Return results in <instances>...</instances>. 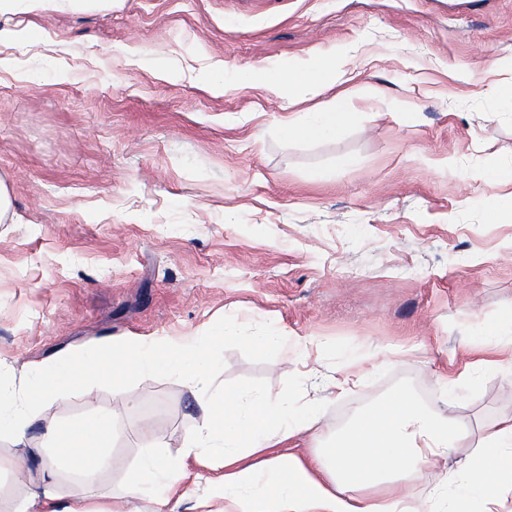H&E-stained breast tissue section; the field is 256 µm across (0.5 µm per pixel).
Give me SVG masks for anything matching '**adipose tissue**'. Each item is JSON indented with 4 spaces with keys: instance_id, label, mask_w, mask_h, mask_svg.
<instances>
[{
    "instance_id": "obj_1",
    "label": "adipose tissue",
    "mask_w": 512,
    "mask_h": 512,
    "mask_svg": "<svg viewBox=\"0 0 512 512\" xmlns=\"http://www.w3.org/2000/svg\"><path fill=\"white\" fill-rule=\"evenodd\" d=\"M343 124L335 105L306 120L289 118L284 131L333 137ZM235 334V324L225 321L204 336L149 341L130 336L94 345L38 364L21 397L0 380V408L7 410L0 415V436L26 447L33 418L59 396L82 390L90 378L110 383L113 393L130 404L129 380L173 373L193 388L205 422L184 438L173 459L161 453L163 437H152L153 454L139 461L121 494L113 497L111 512H140L139 503L146 498L154 504L152 512H174L172 500L189 477L206 484L195 500V512H419L407 495L371 497L365 490L388 480H413L423 468L435 476L431 512H492L499 488L512 484V416L495 421L480 448L453 472L448 455L468 438L466 426L404 392L359 414L326 448L307 456L293 452L289 440L320 428L321 406L298 407L242 388L219 397L209 393L214 353ZM42 438L51 452L40 462L39 478L14 501L11 512H90L82 494L61 502L56 478L62 473L92 478L116 467L110 453L111 415L66 424L50 419L43 424ZM460 472L469 481L456 485L450 510H443L438 490L456 484Z\"/></svg>"
}]
</instances>
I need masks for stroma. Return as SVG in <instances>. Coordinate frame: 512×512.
Here are the masks:
<instances>
[{"instance_id":"stroma-1","label":"stroma","mask_w":512,"mask_h":512,"mask_svg":"<svg viewBox=\"0 0 512 512\" xmlns=\"http://www.w3.org/2000/svg\"><path fill=\"white\" fill-rule=\"evenodd\" d=\"M332 60L334 87L295 96L202 73L289 70ZM512 0H112L0 15V377L24 393L35 364L127 336L206 335L224 317L241 340L217 352L212 394L247 387L320 402L324 446L393 393L453 414L476 449L512 415ZM342 96L336 137H288L289 114ZM502 173L491 181L492 173ZM274 329L284 352L245 335ZM345 372L360 384L332 395ZM109 384L57 399L73 422L114 412L119 465L61 475L109 512L126 471L202 423L186 381ZM0 469V512L26 491Z\"/></svg>"}]
</instances>
